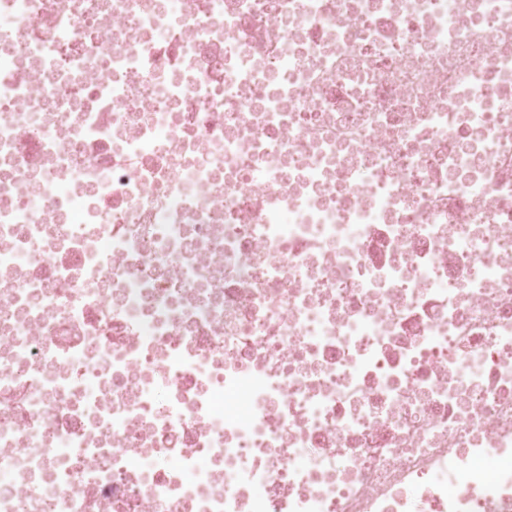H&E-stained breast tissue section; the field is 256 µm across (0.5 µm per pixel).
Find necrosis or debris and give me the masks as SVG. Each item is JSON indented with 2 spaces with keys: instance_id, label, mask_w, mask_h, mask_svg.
Here are the masks:
<instances>
[{
  "instance_id": "necrosis-or-debris-1",
  "label": "necrosis or debris",
  "mask_w": 512,
  "mask_h": 512,
  "mask_svg": "<svg viewBox=\"0 0 512 512\" xmlns=\"http://www.w3.org/2000/svg\"><path fill=\"white\" fill-rule=\"evenodd\" d=\"M0 512H512V0H0Z\"/></svg>"
}]
</instances>
